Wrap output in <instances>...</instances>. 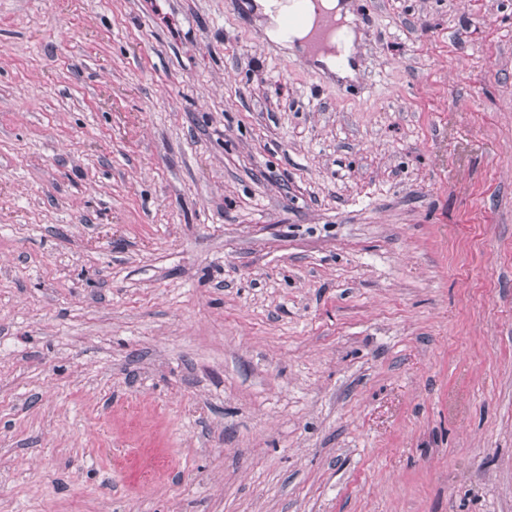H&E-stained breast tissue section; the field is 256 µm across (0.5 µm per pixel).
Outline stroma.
<instances>
[{
    "mask_svg": "<svg viewBox=\"0 0 512 512\" xmlns=\"http://www.w3.org/2000/svg\"><path fill=\"white\" fill-rule=\"evenodd\" d=\"M245 2L0 0V512H512V0ZM257 1L259 2L255 5L256 11L263 16L265 34L272 41L284 43L282 39H285L291 44L297 43L305 51V48L308 49L306 37L317 14L322 10L336 9V18H342L346 23H349L344 27L346 36L342 45L343 53L347 55L354 48L356 34L350 24L352 14L350 6L346 2L341 3L339 0H320L319 3H316L313 0H298L302 3L289 4L283 2L285 0ZM289 9H299L304 12L308 18L309 25L307 28L296 31L292 36L286 37L282 30V20ZM356 21L357 19L354 17L351 23L355 25ZM339 29L340 27L333 14H324L313 32L312 47L319 48L323 46L330 38L338 36Z\"/></svg>",
    "mask_w": 512,
    "mask_h": 512,
    "instance_id": "obj_1",
    "label": "stroma"
}]
</instances>
